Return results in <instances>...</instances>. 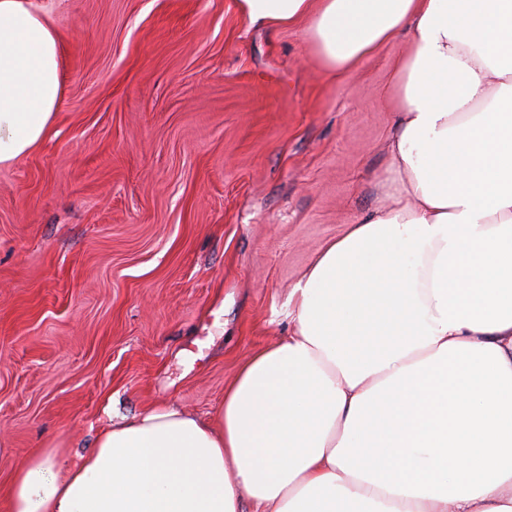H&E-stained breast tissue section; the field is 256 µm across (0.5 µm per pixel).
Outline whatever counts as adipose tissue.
Instances as JSON below:
<instances>
[{"label":"adipose tissue","mask_w":512,"mask_h":512,"mask_svg":"<svg viewBox=\"0 0 512 512\" xmlns=\"http://www.w3.org/2000/svg\"><path fill=\"white\" fill-rule=\"evenodd\" d=\"M236 5L301 26L331 76L408 36L375 204L293 289L287 335L217 421L161 405L77 463L39 450L9 512H512V0ZM60 43L33 0H0V166L53 126Z\"/></svg>","instance_id":"1"}]
</instances>
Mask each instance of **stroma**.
<instances>
[{
    "label": "stroma",
    "mask_w": 512,
    "mask_h": 512,
    "mask_svg": "<svg viewBox=\"0 0 512 512\" xmlns=\"http://www.w3.org/2000/svg\"><path fill=\"white\" fill-rule=\"evenodd\" d=\"M37 3L65 93L0 166V512L35 450L75 462L112 411L216 418L373 207L412 50L399 35L336 79L300 27H250L236 0Z\"/></svg>",
    "instance_id": "35a3bbf8"
}]
</instances>
